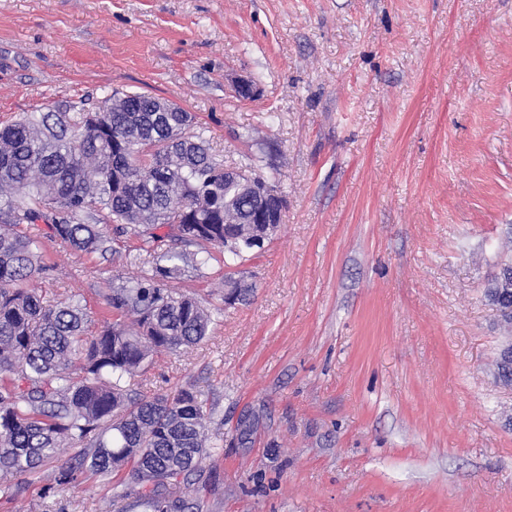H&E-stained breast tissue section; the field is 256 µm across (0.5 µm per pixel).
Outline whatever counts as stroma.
I'll list each match as a JSON object with an SVG mask.
<instances>
[{
  "instance_id": "35a3bbf8",
  "label": "stroma",
  "mask_w": 512,
  "mask_h": 512,
  "mask_svg": "<svg viewBox=\"0 0 512 512\" xmlns=\"http://www.w3.org/2000/svg\"><path fill=\"white\" fill-rule=\"evenodd\" d=\"M116 90L180 104L287 199L264 250L176 282L222 313L129 384L207 395L190 512H512V332L486 295L512 263V0H0V121ZM30 233V287L97 323L144 270ZM228 271L248 302L223 306ZM10 482L0 512H129L108 479Z\"/></svg>"
}]
</instances>
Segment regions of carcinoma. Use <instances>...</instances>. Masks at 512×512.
I'll list each match as a JSON object with an SVG mask.
<instances>
[{
    "label": "carcinoma",
    "instance_id": "carcinoma-1",
    "mask_svg": "<svg viewBox=\"0 0 512 512\" xmlns=\"http://www.w3.org/2000/svg\"><path fill=\"white\" fill-rule=\"evenodd\" d=\"M156 107L157 97L136 92L110 112L70 103L0 125V492L11 489L8 477L38 474L77 444L44 477L43 495L128 469L137 485L121 497L133 512H186L183 489L202 476V392L136 399L127 381L209 335L211 312L169 288L193 249L210 244L242 261L260 225L249 223L247 190L224 180L205 128L178 106ZM23 224L101 254L111 224L150 269L112 285L116 320L93 333L79 303L46 304L24 287L45 268Z\"/></svg>",
    "mask_w": 512,
    "mask_h": 512
}]
</instances>
